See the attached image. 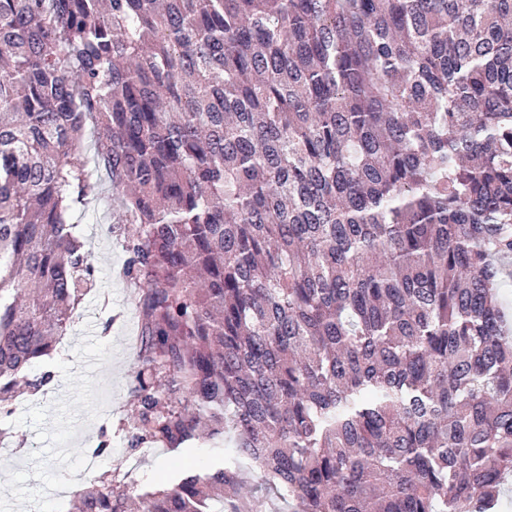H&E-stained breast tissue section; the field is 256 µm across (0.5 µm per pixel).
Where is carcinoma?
I'll return each instance as SVG.
<instances>
[{
	"instance_id": "obj_1",
	"label": "carcinoma",
	"mask_w": 512,
	"mask_h": 512,
	"mask_svg": "<svg viewBox=\"0 0 512 512\" xmlns=\"http://www.w3.org/2000/svg\"><path fill=\"white\" fill-rule=\"evenodd\" d=\"M107 175L163 490L78 512H498L512 0H0V419L95 284Z\"/></svg>"
}]
</instances>
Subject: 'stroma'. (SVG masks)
I'll return each mask as SVG.
<instances>
[{
  "mask_svg": "<svg viewBox=\"0 0 512 512\" xmlns=\"http://www.w3.org/2000/svg\"><path fill=\"white\" fill-rule=\"evenodd\" d=\"M117 220L107 199L79 219L77 230L97 269L96 285L49 360L57 373L54 386L19 396L4 421L12 436L0 442V512H69L71 492L88 480L83 458L104 428L117 447L97 471L129 485L159 489L175 470L203 469L211 461L206 448L176 455L153 444L133 455L127 451L138 315L119 276L121 248L109 233Z\"/></svg>",
  "mask_w": 512,
  "mask_h": 512,
  "instance_id": "35a3bbf8",
  "label": "stroma"
}]
</instances>
